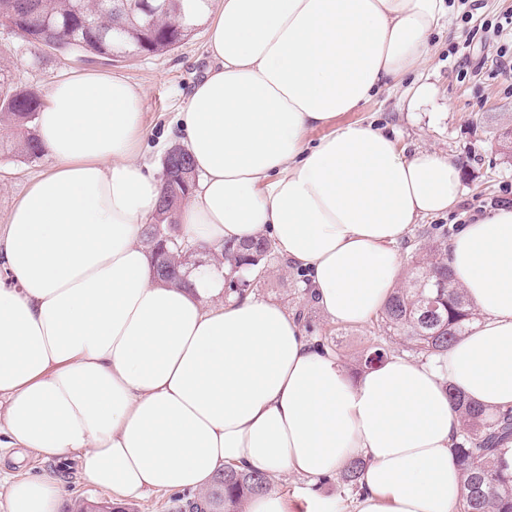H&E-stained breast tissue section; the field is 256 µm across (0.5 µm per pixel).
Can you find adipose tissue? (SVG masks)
<instances>
[{"mask_svg": "<svg viewBox=\"0 0 512 512\" xmlns=\"http://www.w3.org/2000/svg\"><path fill=\"white\" fill-rule=\"evenodd\" d=\"M449 0H209L212 64L180 139L198 179L175 215L203 250L269 237L328 320L365 324L403 280L396 244L461 201L448 155L338 124L427 60ZM142 87L54 82L50 169L0 218V448L78 463L118 503L208 490L226 466L316 482L366 463L347 512H454L449 387L512 408V207L448 246L480 320L440 358L392 354L351 378L280 304L224 297L227 268L158 283L141 241L162 182L140 160ZM324 127L316 143L307 136ZM54 474L11 479L9 512H60Z\"/></svg>", "mask_w": 512, "mask_h": 512, "instance_id": "obj_1", "label": "adipose tissue"}]
</instances>
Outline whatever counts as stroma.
Listing matches in <instances>:
<instances>
[{
  "mask_svg": "<svg viewBox=\"0 0 512 512\" xmlns=\"http://www.w3.org/2000/svg\"><path fill=\"white\" fill-rule=\"evenodd\" d=\"M469 2L470 10L455 8L447 27L433 35L430 57L417 73L418 79L435 89L431 103L419 113L406 112L401 107L404 89L398 86L338 118L342 125L375 123L403 143L448 154L462 169L459 207L412 225L406 240L395 246L404 261L409 259V243L416 240L420 229L437 223L453 235L471 218L505 203L512 205V162H507L502 150L503 134L512 128V77L501 74L497 64L501 50L512 53V30L496 32L482 26L483 21L512 12V0ZM209 33L210 23L202 19L191 36L169 52L85 61L47 48L36 49L0 21V67L8 71L16 86L43 95L55 81L86 71L108 72L143 87L141 154L159 169L168 151L179 144L178 119L185 99L211 65L206 51ZM50 165L46 156L31 162L0 155V217ZM301 279L275 252L251 275L249 291L296 315L307 337L335 351L344 368H353L361 349L378 339L376 321L362 326L328 321L309 292L301 288ZM270 487L297 506L319 495L341 499L350 495L335 476L315 486L297 476L282 475L271 479Z\"/></svg>",
  "mask_w": 512,
  "mask_h": 512,
  "instance_id": "obj_1",
  "label": "stroma"
}]
</instances>
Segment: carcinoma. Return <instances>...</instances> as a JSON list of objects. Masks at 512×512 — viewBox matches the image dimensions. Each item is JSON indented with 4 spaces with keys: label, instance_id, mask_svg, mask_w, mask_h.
Wrapping results in <instances>:
<instances>
[{
    "label": "carcinoma",
    "instance_id": "cac0c4a2",
    "mask_svg": "<svg viewBox=\"0 0 512 512\" xmlns=\"http://www.w3.org/2000/svg\"><path fill=\"white\" fill-rule=\"evenodd\" d=\"M206 0H169L165 12L128 13L123 0H0V20L27 34L35 47L57 43V50L81 57L105 58L113 42L133 54L164 53L178 47L194 30L196 14ZM41 96L13 85L0 68V154L35 161L44 154L36 116ZM194 181L184 182L178 169H166L162 196L172 209H160L162 232L176 229L173 216L189 197ZM423 230L414 243L408 283L391 296L381 311L378 327L403 350L415 357L432 358L448 351L463 336L478 313L452 279L446 257L448 233ZM272 251L264 238L224 243V261L232 273L252 271ZM448 281L442 292L433 288L436 278ZM390 355L384 345L368 348L362 369H371ZM448 395L461 413V427L452 448L464 482L458 512H512V410L492 412L468 400L455 387ZM365 460L353 458L340 471L345 486L360 488ZM269 477L258 471L243 472L227 466L214 485L198 498H188L179 512H224L229 501L240 506L254 494L268 490Z\"/></svg>",
    "mask_w": 512,
    "mask_h": 512
}]
</instances>
